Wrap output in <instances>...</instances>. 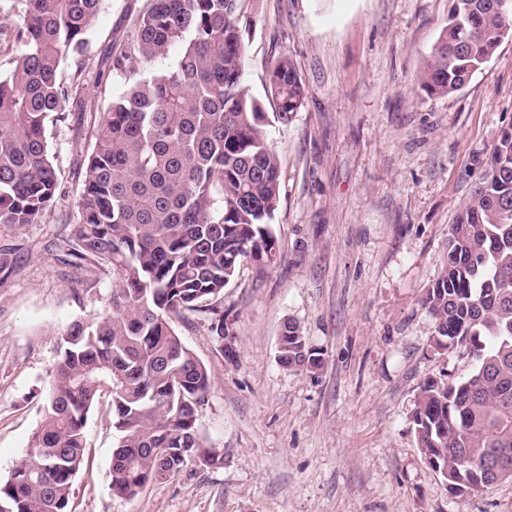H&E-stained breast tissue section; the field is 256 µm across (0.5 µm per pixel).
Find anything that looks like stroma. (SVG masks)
<instances>
[{
	"label": "stroma",
	"mask_w": 512,
	"mask_h": 512,
	"mask_svg": "<svg viewBox=\"0 0 512 512\" xmlns=\"http://www.w3.org/2000/svg\"><path fill=\"white\" fill-rule=\"evenodd\" d=\"M151 0H103L87 38L84 110L47 131L60 193L43 221L0 224V479L41 422L62 332L103 313L112 274L71 265L81 162L128 73L119 55ZM449 0H244L243 87L274 112L268 67L290 59L305 87L288 124L270 123L281 197L272 232L280 258L243 262L225 288L224 340L211 317L175 320L205 365L199 412L205 448L191 466L135 497L111 490L116 442L109 398L88 414L87 456L73 480L74 512H512V480L452 495L416 445L420 383L469 376L474 363L428 346L419 298L435 279L448 229L512 121V37L458 92L427 96L421 77L448 21ZM296 322L316 369H284L277 343Z\"/></svg>",
	"instance_id": "obj_1"
}]
</instances>
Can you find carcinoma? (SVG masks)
Here are the masks:
<instances>
[{
	"instance_id": "obj_1",
	"label": "carcinoma",
	"mask_w": 512,
	"mask_h": 512,
	"mask_svg": "<svg viewBox=\"0 0 512 512\" xmlns=\"http://www.w3.org/2000/svg\"><path fill=\"white\" fill-rule=\"evenodd\" d=\"M241 0H152L112 68L180 53L165 69L133 76L112 99L86 157L78 218L65 244L76 266L112 271L110 310L73 321L39 428L8 478V512H72L86 458L91 407L111 398L116 443L111 487L132 498L188 466H212L199 409L205 366L173 319L217 311L243 260L277 261L271 225L280 203L268 114L241 85ZM102 0H11L22 46L0 76V224H39L59 180L48 124L64 119L87 78V34ZM512 35V0H451L421 88L450 96ZM75 70L67 79L61 63ZM274 119L290 122L305 100L286 57L268 68ZM434 321L429 347L475 362L462 379L428 378L411 412L417 446L448 489L469 494L512 479V122L501 127L485 173L450 226L440 272L421 297ZM277 359L317 368L298 325L284 323Z\"/></svg>"
}]
</instances>
